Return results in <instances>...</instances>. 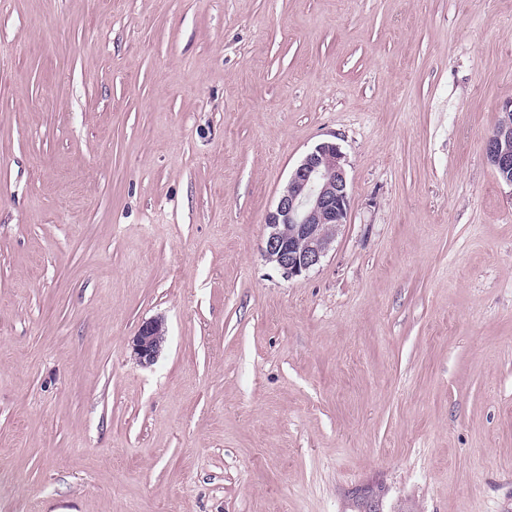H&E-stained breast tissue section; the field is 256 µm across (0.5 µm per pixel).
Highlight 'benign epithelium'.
<instances>
[{"instance_id": "7a95c632", "label": "benign epithelium", "mask_w": 512, "mask_h": 512, "mask_svg": "<svg viewBox=\"0 0 512 512\" xmlns=\"http://www.w3.org/2000/svg\"><path fill=\"white\" fill-rule=\"evenodd\" d=\"M485 150L501 181L512 187V124L504 123L487 138ZM350 207L346 160L333 141H323L292 171L265 220L264 256L287 279L320 265ZM164 330L157 320L144 322L133 352L143 365L157 359Z\"/></svg>"}]
</instances>
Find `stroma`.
<instances>
[{
  "label": "stroma",
  "instance_id": "stroma-1",
  "mask_svg": "<svg viewBox=\"0 0 512 512\" xmlns=\"http://www.w3.org/2000/svg\"><path fill=\"white\" fill-rule=\"evenodd\" d=\"M511 102L512 0H0V512H512ZM485 150L501 181L512 187V124L508 121L487 138ZM349 207L345 156L335 142H320L292 171L266 216V260L288 280L320 265ZM163 336L162 323L157 320L143 322L140 326L133 340V352L142 365L155 362L162 347Z\"/></svg>",
  "mask_w": 512,
  "mask_h": 512
}]
</instances>
